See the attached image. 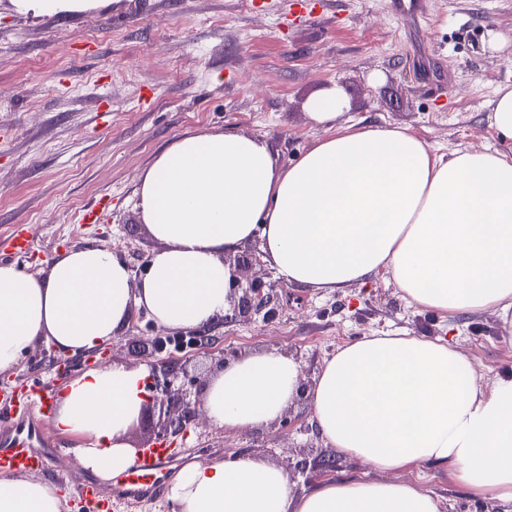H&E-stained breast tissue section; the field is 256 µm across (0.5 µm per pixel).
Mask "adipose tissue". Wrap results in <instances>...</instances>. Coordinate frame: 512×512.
Returning a JSON list of instances; mask_svg holds the SVG:
<instances>
[{"mask_svg":"<svg viewBox=\"0 0 512 512\" xmlns=\"http://www.w3.org/2000/svg\"><path fill=\"white\" fill-rule=\"evenodd\" d=\"M347 106L329 86L306 104L319 139L288 168L263 137L186 135L139 177L137 207L160 247L140 282L111 248L58 253L44 276L0 264V373L38 344L85 356L110 343L133 308L186 330L223 317V257L259 241L294 287L327 292L388 274L413 306L451 318L495 312L512 332V157L431 152L400 127L338 130ZM150 365L87 369L67 380L52 422L83 437L71 453L104 481L137 461L127 432ZM298 368L276 349L210 378L203 412L235 429L277 420L296 397ZM321 437L377 470L296 492L258 456L197 460L169 481L167 512H442L440 500L395 479L412 465L447 466L471 492L512 502V373L482 383L444 337L371 336L337 349L307 393ZM52 482L0 478V512H66Z\"/></svg>","mask_w":512,"mask_h":512,"instance_id":"obj_1","label":"adipose tissue"}]
</instances>
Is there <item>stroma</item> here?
Wrapping results in <instances>:
<instances>
[{
	"instance_id": "35a3bbf8",
	"label": "stroma",
	"mask_w": 512,
	"mask_h": 512,
	"mask_svg": "<svg viewBox=\"0 0 512 512\" xmlns=\"http://www.w3.org/2000/svg\"><path fill=\"white\" fill-rule=\"evenodd\" d=\"M390 0H102L60 16L0 0V263L33 276L60 251L106 246L141 280L159 244L136 207L138 177L175 139L205 130L260 135L285 168L321 132L305 102L335 84L342 124L407 128L436 154L512 157V139L486 121L497 87L512 83V0H422L424 17ZM500 37L502 50L490 48ZM33 231L27 252L4 243ZM272 320L225 326L216 350L275 348L313 383L336 350L365 336H443L484 381L512 372V338L490 312L454 320L407 303L380 276L345 292L302 291ZM291 428L224 430L200 419L176 446L203 455H259L285 469L335 457L334 477L368 468L312 431L308 401L285 409ZM399 478L438 495L444 512H512V502L461 487L448 467L411 466Z\"/></svg>"
}]
</instances>
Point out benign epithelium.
Here are the masks:
<instances>
[{
  "instance_id": "obj_1",
  "label": "benign epithelium",
  "mask_w": 512,
  "mask_h": 512,
  "mask_svg": "<svg viewBox=\"0 0 512 512\" xmlns=\"http://www.w3.org/2000/svg\"><path fill=\"white\" fill-rule=\"evenodd\" d=\"M228 299L233 302V308L232 313L224 315L226 325L250 320L257 315L268 319L276 314V307L281 302L290 300V294L286 289L275 294L273 290L267 291L259 284L243 288L233 278L230 281ZM210 331L208 326L185 331V335L197 339V353L207 354L212 350L215 338L210 335ZM147 390L148 395L142 404L138 420L130 427L129 433L144 428L154 419L158 410L168 414L173 412L177 417H168L166 422L159 425L157 431L145 433L132 441L136 448H145L159 441L168 442L186 431L189 425L195 423L201 405L200 391L192 390L186 369L174 358L161 360L153 365Z\"/></svg>"
}]
</instances>
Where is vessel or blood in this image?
I'll return each instance as SVG.
<instances>
[{
    "mask_svg": "<svg viewBox=\"0 0 512 512\" xmlns=\"http://www.w3.org/2000/svg\"><path fill=\"white\" fill-rule=\"evenodd\" d=\"M51 406L42 403L38 415H31L28 408L12 407L15 417L9 433L0 435V472H34L46 469L51 461L55 439L49 435ZM179 455L175 448H148L138 458L132 469L114 479L111 491H104L92 478L77 490L76 496L95 512H109L112 504L129 506L157 495L163 488L168 465Z\"/></svg>",
    "mask_w": 512,
    "mask_h": 512,
    "instance_id": "b4317fda",
    "label": "vessel or blood"
}]
</instances>
